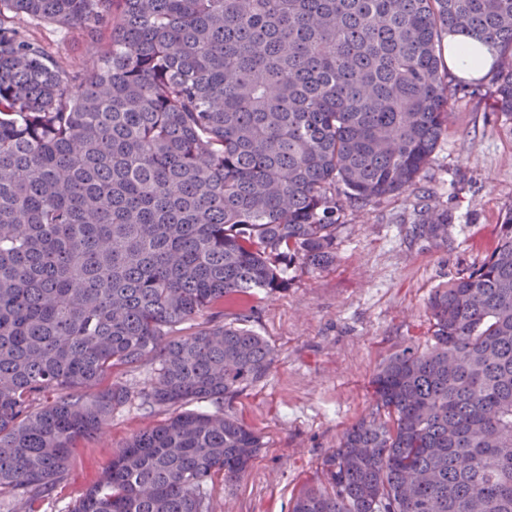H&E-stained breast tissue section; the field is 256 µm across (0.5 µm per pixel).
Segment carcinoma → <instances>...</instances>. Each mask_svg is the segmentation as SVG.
Wrapping results in <instances>:
<instances>
[{"label":"carcinoma","instance_id":"carcinoma-1","mask_svg":"<svg viewBox=\"0 0 512 512\" xmlns=\"http://www.w3.org/2000/svg\"><path fill=\"white\" fill-rule=\"evenodd\" d=\"M23 14L110 47L80 71ZM464 33L497 54L512 121V0H0V493L26 512L130 391L84 390L145 355L157 406L231 401L275 352L253 330L174 327L333 261L348 212L413 187L467 89ZM448 215L418 226L443 237ZM431 345L377 370L378 408L290 512H512V209L490 256L429 299ZM261 438L180 412L116 451L69 512H209Z\"/></svg>","mask_w":512,"mask_h":512}]
</instances>
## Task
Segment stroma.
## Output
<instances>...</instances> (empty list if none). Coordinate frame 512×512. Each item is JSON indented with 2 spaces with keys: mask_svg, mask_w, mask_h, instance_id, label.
I'll use <instances>...</instances> for the list:
<instances>
[{
  "mask_svg": "<svg viewBox=\"0 0 512 512\" xmlns=\"http://www.w3.org/2000/svg\"><path fill=\"white\" fill-rule=\"evenodd\" d=\"M14 25L60 65L87 62L102 43L23 15ZM448 129L419 181L406 192L350 214L336 230V260L314 271L293 269L286 292H259L225 304L223 318L205 312L175 327L186 337L215 321L245 326L275 350L267 377L225 410L264 443L246 474L216 477L206 489L211 512H289L294 495L316 483L323 458L343 433L377 410L371 380L380 365L409 343L426 345L430 295L491 253L512 209V124L497 117L488 90L449 100ZM449 218L445 240L416 233L428 209ZM145 357L118 367L100 388L119 384L131 397L116 407L101 436L77 441L69 470L41 512H70L101 476L112 455L147 427L172 416L141 396L156 375Z\"/></svg>",
  "mask_w": 512,
  "mask_h": 512,
  "instance_id": "obj_1",
  "label": "stroma"
}]
</instances>
